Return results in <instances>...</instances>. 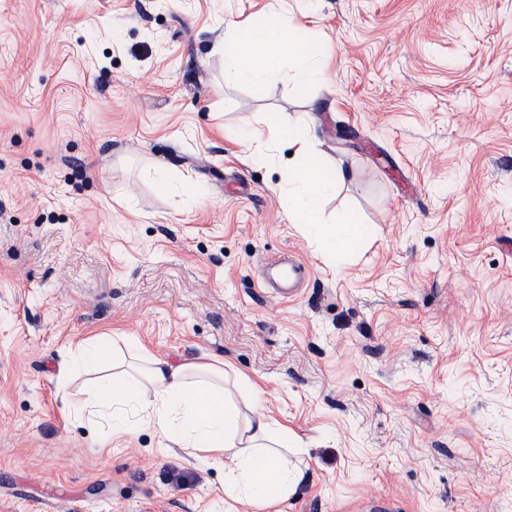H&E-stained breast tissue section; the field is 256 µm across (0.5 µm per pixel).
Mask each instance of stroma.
<instances>
[{"instance_id": "stroma-1", "label": "stroma", "mask_w": 512, "mask_h": 512, "mask_svg": "<svg viewBox=\"0 0 512 512\" xmlns=\"http://www.w3.org/2000/svg\"><path fill=\"white\" fill-rule=\"evenodd\" d=\"M280 12L325 82L225 84V23ZM271 113L347 172L355 255L290 223ZM97 336L259 387L305 471L276 512H512V0H0V512H257L70 418ZM280 262L268 264L270 271L268 282L276 289L283 299H290L296 295L298 285L307 277L309 269L303 262L281 268Z\"/></svg>"}]
</instances>
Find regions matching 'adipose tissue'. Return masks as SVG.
Instances as JSON below:
<instances>
[{"mask_svg": "<svg viewBox=\"0 0 512 512\" xmlns=\"http://www.w3.org/2000/svg\"><path fill=\"white\" fill-rule=\"evenodd\" d=\"M214 52L228 83L245 77L265 82L278 74L286 56L295 55L300 63L297 88L304 93L323 81L335 48L323 43L308 49L303 29L278 14L265 25L234 26ZM267 124L277 142L289 150L281 190L292 223L318 239L329 254L354 252L369 234L356 214H345L346 229L340 234L330 232L320 217L325 196L345 181L346 172L326 164L309 125L286 121L275 113ZM122 363L118 372L87 379L82 387L91 418L105 420L111 435L132 434L144 423L174 446L209 454L224 468L225 496L263 512L295 492L302 475L278 452L282 434L258 405L241 413L226 386L223 365L174 366L134 346L123 353Z\"/></svg>", "mask_w": 512, "mask_h": 512, "instance_id": "1", "label": "adipose tissue"}]
</instances>
